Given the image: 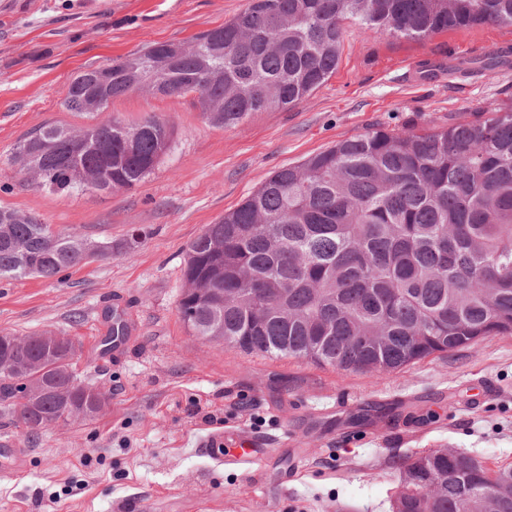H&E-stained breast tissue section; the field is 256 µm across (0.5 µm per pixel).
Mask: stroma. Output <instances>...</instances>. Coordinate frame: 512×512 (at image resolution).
I'll list each match as a JSON object with an SVG mask.
<instances>
[{
  "label": "stroma",
  "mask_w": 512,
  "mask_h": 512,
  "mask_svg": "<svg viewBox=\"0 0 512 512\" xmlns=\"http://www.w3.org/2000/svg\"><path fill=\"white\" fill-rule=\"evenodd\" d=\"M245 3L0 0V205L112 245L50 280L0 279V334L72 337L78 379L108 398L94 419L35 435L0 404V467H19L0 479V512H392L406 456L453 448L512 464V336L372 374L241 352L194 335L178 308L191 242L275 170L370 130L438 129L511 102L512 27L412 39L346 23L320 88L227 128L194 93L116 99L107 117L152 116L172 131L128 190L51 192L14 163L43 125H92L63 107L76 72L188 40ZM117 317L127 335L104 346ZM237 433L265 450L253 466L206 450Z\"/></svg>",
  "instance_id": "stroma-1"
}]
</instances>
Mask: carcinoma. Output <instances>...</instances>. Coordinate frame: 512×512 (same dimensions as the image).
<instances>
[{
	"label": "carcinoma",
	"mask_w": 512,
	"mask_h": 512,
	"mask_svg": "<svg viewBox=\"0 0 512 512\" xmlns=\"http://www.w3.org/2000/svg\"><path fill=\"white\" fill-rule=\"evenodd\" d=\"M422 38L474 24L512 26V0H247L228 22L186 42L155 43L77 72L63 101L137 92L199 94L213 125L288 109L339 64L343 22ZM171 130L148 117L74 130L45 125L15 161L54 191L129 189L149 176ZM112 253L33 214L0 206V278H52ZM179 310L197 336L241 352L308 359L345 371L402 369L436 353L512 335V105L438 130L377 129L273 172L189 246ZM208 288L224 303L201 298ZM11 401L34 434L62 409L92 408L67 350L0 335ZM437 448L408 457L399 512H512V466L472 468Z\"/></svg>",
	"instance_id": "obj_1"
}]
</instances>
